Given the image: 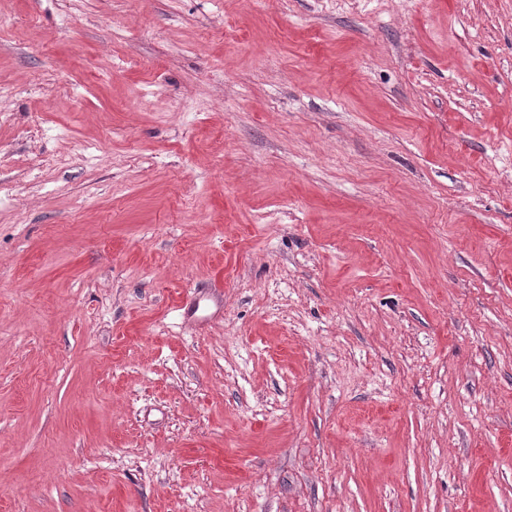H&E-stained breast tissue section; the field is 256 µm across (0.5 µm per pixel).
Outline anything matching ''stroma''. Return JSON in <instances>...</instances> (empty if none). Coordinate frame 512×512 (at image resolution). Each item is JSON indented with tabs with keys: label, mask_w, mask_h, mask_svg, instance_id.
Segmentation results:
<instances>
[{
	"label": "stroma",
	"mask_w": 512,
	"mask_h": 512,
	"mask_svg": "<svg viewBox=\"0 0 512 512\" xmlns=\"http://www.w3.org/2000/svg\"><path fill=\"white\" fill-rule=\"evenodd\" d=\"M0 512H512V0H0Z\"/></svg>",
	"instance_id": "obj_1"
}]
</instances>
